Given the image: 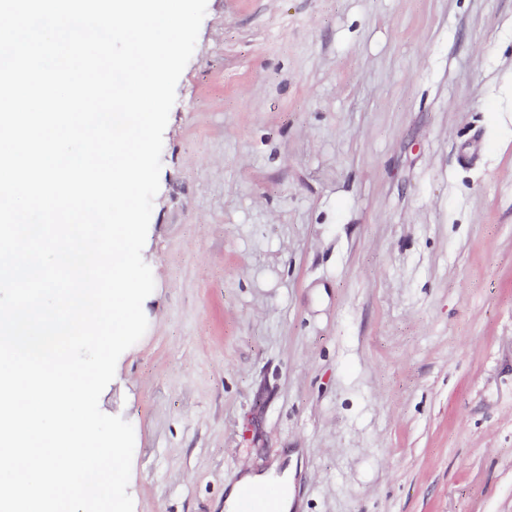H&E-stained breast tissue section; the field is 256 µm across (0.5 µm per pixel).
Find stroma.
Returning <instances> with one entry per match:
<instances>
[{"label":"stroma","mask_w":512,"mask_h":512,"mask_svg":"<svg viewBox=\"0 0 512 512\" xmlns=\"http://www.w3.org/2000/svg\"><path fill=\"white\" fill-rule=\"evenodd\" d=\"M161 162L134 512H512V0H207ZM274 472V469H272L269 474L246 473L242 475L224 500V509L226 508L227 512H232L240 488L253 486L244 487L239 491L235 512H289L292 506V492L288 480V469L284 471L282 476L276 477L278 485H281L278 511L275 508L276 492L273 488H254L270 484L274 480V477H271Z\"/></svg>","instance_id":"obj_1"}]
</instances>
